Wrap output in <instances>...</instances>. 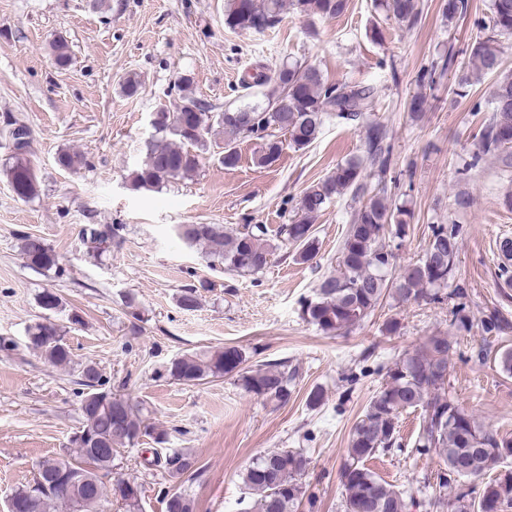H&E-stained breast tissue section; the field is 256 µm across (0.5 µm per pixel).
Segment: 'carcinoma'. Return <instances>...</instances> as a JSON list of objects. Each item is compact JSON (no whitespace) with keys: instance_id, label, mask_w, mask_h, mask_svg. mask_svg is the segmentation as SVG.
<instances>
[{"instance_id":"carcinoma-1","label":"carcinoma","mask_w":512,"mask_h":512,"mask_svg":"<svg viewBox=\"0 0 512 512\" xmlns=\"http://www.w3.org/2000/svg\"><path fill=\"white\" fill-rule=\"evenodd\" d=\"M348 0H228L224 24L233 30L263 33L279 25L288 12H299L322 19L336 18L347 10ZM387 16L413 25L421 14L420 0H380ZM468 0H443L442 15L448 21L467 13ZM477 35L471 47V63L478 74H493L490 105L492 116L474 143L467 167L476 166L486 155H495L501 164L512 166V72L502 69L499 38L512 36V0H492L489 15L474 21ZM56 65L70 63L68 41L52 43ZM191 79L181 77L175 89L179 103L175 109L160 103V119L154 126L156 137L147 145L143 164L130 174L137 189L152 190L164 182L196 172L204 154L217 151L224 168L240 162L237 143L243 139L257 142L255 162L260 167L275 164L284 149L280 134L288 136L291 147L301 150L321 135L325 120L359 121L368 110L372 89L356 83L330 84L322 71L283 64L273 75L259 70L248 87H264V105L226 108L211 112L190 91ZM9 128L12 163L3 169L16 195L31 199L39 185L31 156V131L16 119H5ZM382 126H368L365 155L336 165L324 179L308 186L290 222L281 225L275 236L296 246V259L311 261L317 254L312 222L336 197L350 191L356 197L365 194L366 165L378 166L385 173L390 147L384 145ZM57 164L68 170L88 166L87 157L78 151L63 150ZM406 212L392 207L387 199L373 194L356 209L338 251L336 273L323 277L316 295L304 301L303 318L320 330L331 333L362 323L380 304L385 294L426 304L441 303L445 289L454 278L460 249V229L455 224H433L427 248L413 265L392 277L395 253L391 242L406 233ZM118 224H87L83 240L92 252H100L119 237ZM178 235L190 245H201L207 257L237 273H255L270 262V229L265 224H243L228 231L222 224H181ZM20 252L27 266L49 272L58 266V257L43 238L19 235ZM505 320L492 310L481 320L488 336L498 334ZM27 348L56 366L72 363L73 354L64 342L63 326L46 318L30 326ZM456 342L446 336H430L411 351L398 356L372 397L363 415L350 431L346 459L340 471L345 512H406L408 504L395 485L389 483L367 462L397 445L398 423L403 413L420 411L418 446L435 450L440 459L436 483L428 506L438 510L444 502L454 512H497L494 505L512 502V471L493 479L485 477L497 469L487 464L488 457L504 462L512 458V437L500 436L478 423L474 415L457 401L447 397L446 383L437 382L433 367L450 370ZM245 355L236 347H226L205 359L183 355L168 366L169 376L184 384L204 378L220 377L240 371ZM292 375L283 365L267 363L257 371L241 376L242 385L257 397L286 403L290 397ZM81 432L95 439V447H74L75 456L60 460L46 458L38 465L33 482L18 488L13 499L22 502L19 512H50L62 506L68 512H97L106 496L97 471L112 468L110 452L133 448L139 439L150 436L157 444L166 442L163 431L144 425L137 410L126 400L98 401L95 393L105 385L95 366L83 369ZM309 461L298 450H273L255 458L243 473V482L255 497V512H298L306 495L301 482ZM84 474L89 481L79 495L64 497L53 488L57 466ZM467 466L481 478L480 487L466 484L458 467ZM195 466L191 455L174 451L160 460V467L172 480H178ZM165 512H193V500L182 492L163 491Z\"/></svg>"}]
</instances>
